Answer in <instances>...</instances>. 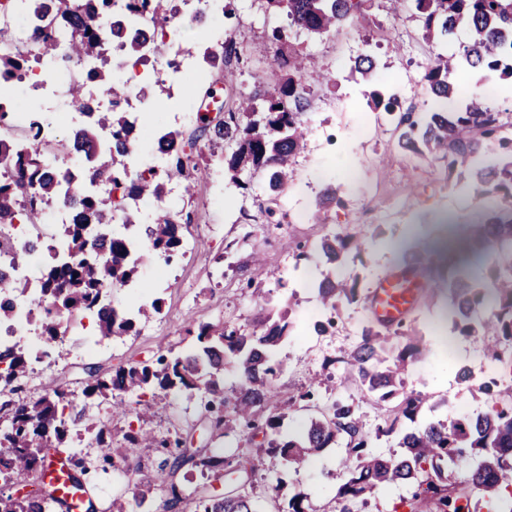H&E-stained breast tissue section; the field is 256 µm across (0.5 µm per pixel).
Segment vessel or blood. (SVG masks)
Listing matches in <instances>:
<instances>
[{"instance_id": "b4317fda", "label": "vessel or blood", "mask_w": 512, "mask_h": 512, "mask_svg": "<svg viewBox=\"0 0 512 512\" xmlns=\"http://www.w3.org/2000/svg\"><path fill=\"white\" fill-rule=\"evenodd\" d=\"M428 286L429 282L418 266L389 270L368 293L366 310L375 325L387 330L399 327L411 315L418 294ZM48 474L60 498L69 502L80 498V491L70 483L62 464L49 465Z\"/></svg>"}]
</instances>
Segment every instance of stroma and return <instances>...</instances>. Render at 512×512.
<instances>
[{
  "label": "stroma",
  "mask_w": 512,
  "mask_h": 512,
  "mask_svg": "<svg viewBox=\"0 0 512 512\" xmlns=\"http://www.w3.org/2000/svg\"><path fill=\"white\" fill-rule=\"evenodd\" d=\"M278 16L258 11L252 0H233L230 16L218 19L211 30L186 28L184 38L207 46L211 35L221 33L237 44L249 47V54L231 61L238 89L247 95L263 92L262 77L272 56L264 47L274 27L283 25ZM302 48L316 56L331 72V82L313 84L304 119L309 127V148L294 165V176L285 188L298 206L314 211L315 202L325 185H335L342 203L333 207L322 224H295L283 217L281 225L267 223L264 209L268 189L264 177L256 176L248 191L232 186L224 173L222 149L207 140L197 144L198 192L194 197L176 198L172 207L192 214L193 222L184 233L187 242L172 262L149 252H142L135 289L112 291L115 307L125 309L142 300L160 299L159 314L137 324L133 335L124 342L87 352L84 338L90 323L70 324L66 339L71 353L55 362L45 358L34 364L29 377L14 394L0 395V426L7 425L9 399L38 396L50 382L67 386L74 393L75 411L85 412L94 420H111L112 439L120 441L124 431L143 425L165 435L179 432L191 438L194 447L221 452V442L211 440V415L200 396L173 397L159 400L156 413L138 418L136 413L112 417L108 405L85 407L80 391L88 375L87 367L97 364L112 372L130 362L153 359L168 350H182V340L189 322H215L230 319L250 327L260 310L283 311L290 323L288 336L281 349L285 370L276 382L279 391L275 408H286L285 427L299 429L307 425L314 413L300 406L284 407V398L305 391L308 379L323 371L325 360L345 356L360 340V327L368 318L363 303L340 302L336 311L334 332L311 337L304 309L316 301L307 264H296L297 243L319 241L329 232L341 229L364 245L360 257L349 267L359 281L360 293H367L387 270L410 262L422 247H435L447 240L449 251L465 260L473 277L489 286L488 272L494 263L491 253H471L459 235L448 232L438 223L440 212H447L453 224L464 226L476 219L482 201L463 196L455 179L449 178L445 162L437 157L416 158L403 152L394 137L388 136L391 116L373 109L369 94L380 89L398 94L402 104H413L416 111L428 112L432 98L425 91H402L406 75H423L432 63L435 50L421 38L420 24L410 0H372L364 28H341L335 35L305 40ZM371 55L380 75L369 85L352 74L354 59ZM147 99L139 113L144 131L143 147L156 145L160 131L171 125L174 112H192L197 98L189 93L187 82L158 92L154 83H146ZM361 165L360 179H349V170ZM262 250L271 261L274 272L261 278L257 287H247L249 277L244 267L255 250ZM448 292L435 289L433 295H420L414 312L403 330L421 336L431 352L421 363L407 367L404 388L433 392L445 402L435 411L437 417L455 414L454 401L463 386L454 377L457 366L465 364L479 371L482 362V336H456L452 333L444 308ZM342 369H334L331 377L317 388L315 403L336 399L353 402L366 427H374L378 413L371 397L355 385L342 382ZM344 454L342 448L327 449L301 475L282 472L276 475L258 470L253 479L258 512H288V496H273L277 482L285 486H301L314 504L324 506L336 493L334 477Z\"/></svg>",
  "instance_id": "35a3bbf8"
}]
</instances>
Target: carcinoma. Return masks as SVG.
<instances>
[{"mask_svg":"<svg viewBox=\"0 0 512 512\" xmlns=\"http://www.w3.org/2000/svg\"><path fill=\"white\" fill-rule=\"evenodd\" d=\"M266 12L281 14L286 25L273 29L269 41L273 64L267 75L268 89L262 94L238 97L234 89L215 81L202 98L223 99L227 112L211 118L199 115L196 130L188 137L168 131L157 139V147L167 154L164 168L134 174L131 172L129 135L137 120L126 111H90L84 81L69 85L71 104L87 114L86 122L73 140L65 139L53 148L63 163L72 152L93 158L89 177L61 180L46 168V152L40 148L15 150L10 142L0 141V158L11 163L9 174L0 177V234L14 223L18 211L28 208L31 216L47 206L67 198L72 204L71 223L58 232L66 245L59 255L51 253L38 269L35 283L15 280L0 272V293L23 296L30 288L39 295L30 321L62 359L70 353L61 320L78 314L95 319L98 335L118 343L135 328V319L147 320L160 312V300L138 306L131 316L104 300L112 288H125L138 272L140 243L129 230L140 221L143 208L162 198L165 187L177 182L185 194L192 193V172L198 170L196 144L202 137L224 148V168L238 189H246L241 176L262 174L269 193L276 195L292 178V166L307 145L308 128L303 119L310 91L304 75V52L291 43V35L303 33L309 39L330 37L345 26L358 28L366 18L369 0H259ZM53 13H48V7ZM22 0L21 7L38 21L28 53L0 51V122L15 116L7 98L11 83L22 71L59 53L57 28L69 29L71 40L65 51L68 60L102 58L110 41L122 35V29L109 20L111 0L93 5L83 0ZM412 8L421 25L424 41L438 47L464 31L468 42L455 52L435 54L433 64L422 78L427 93L440 104L460 95L454 82L455 72L467 68L488 77L512 80V0H412ZM129 9L151 14L154 25L163 29L172 19L169 0H132ZM96 29L97 33L90 32ZM288 68V77L278 78L277 69ZM351 71L366 83L376 79L375 62L366 54L358 57ZM90 78L112 89L115 103L125 96V88L114 82L106 65L93 71ZM375 108L399 112L401 130L397 144L404 151L424 157L433 151L448 160V175L468 174L460 186L466 194L495 200L494 207L465 230L468 241L485 247L498 256L494 287L485 292L474 282L460 276L461 268L448 278V284L434 282L435 288H448V319L462 336L483 330L498 340L485 345L483 355L495 363L501 352L512 348V140L504 131L512 129V113L493 109L477 95L466 99L458 112L435 108L420 116L408 108L401 110L395 97L385 99L372 91ZM108 132L111 141L101 146L100 136ZM103 176L122 188L123 202L94 191L95 179ZM341 203L338 189L326 185L316 203L313 219L323 224L332 205ZM121 212L123 230L100 232ZM152 223L146 225L144 241L149 250L170 258L180 250L186 225L174 212L156 207ZM362 244L342 232L326 235L311 250L298 258L309 261L322 257L326 272L316 283L319 303L326 310H337L345 300H359L358 281L351 276L345 256H360ZM289 322L284 315L273 319L266 314L257 318L247 331L231 320L190 325L187 335L192 343L183 351H168L155 360L136 361L115 372L100 376L92 371L82 388L85 400L93 403L112 401V415L127 412L129 399L147 390L164 395L189 396L202 393L207 410H216L212 419L213 436L229 442L241 433L256 443V457L229 454L217 460L210 449L189 453L180 435L157 437L140 429L123 434V447L112 444V429L101 421L66 414L72 404L70 393L58 384L43 389L40 396L10 401L11 421L0 427V512H71L85 502L69 503L55 494L16 497L9 487L28 481L30 474L45 466V448L67 453L68 477L86 487L93 469L110 468L138 471V454L153 448L163 459L159 472L146 483H136L133 500L120 495L112 500V512H129L130 502L142 505L163 492L162 507L171 512L192 498L195 512H256L252 476L255 462L271 470L296 473L306 469L323 451L337 441L345 444V456L336 472L339 479L334 496L335 512H360L370 496L389 487L408 489L412 512H512V383L503 387L495 367L484 371L483 381L468 386L492 399L484 412L465 413L458 418L429 417L417 422L426 393L404 391L400 371L427 355L429 349L418 336L403 337L402 344L388 347L383 333L365 325L360 342L342 359L344 380L355 382L372 396V405L380 412L375 432L366 430L358 409L341 400L331 403L330 414L310 422L295 436L282 433L283 415L269 411L276 396L275 381L284 370L279 348L287 336ZM35 359L22 344L0 349V393L14 392L15 383L26 378ZM234 365L239 384L224 387V366ZM408 420L418 426L401 431ZM398 435L401 452H383L371 448L372 437ZM212 472L215 481H228L222 493L207 488L185 492L176 480L187 462ZM288 512H317L311 498L294 488L288 499Z\"/></svg>","mask_w":512,"mask_h":512,"instance_id":"carcinoma-1","label":"carcinoma"}]
</instances>
